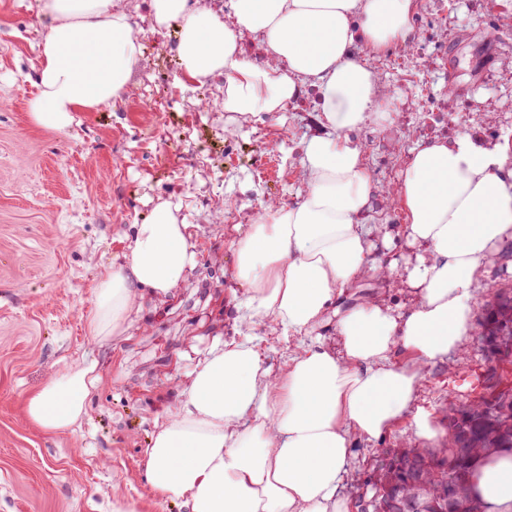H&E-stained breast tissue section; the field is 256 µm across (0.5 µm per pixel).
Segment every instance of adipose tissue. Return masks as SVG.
Returning a JSON list of instances; mask_svg holds the SVG:
<instances>
[{"instance_id":"adipose-tissue-1","label":"adipose tissue","mask_w":512,"mask_h":512,"mask_svg":"<svg viewBox=\"0 0 512 512\" xmlns=\"http://www.w3.org/2000/svg\"><path fill=\"white\" fill-rule=\"evenodd\" d=\"M147 9L157 26L177 25L182 80L223 79L225 133L311 89L317 130L302 144L299 200L262 204L231 244L244 334L217 340L180 383L145 450L146 480L156 502L176 498L187 512H350L336 492L353 437L389 431L424 368L475 330L480 266L512 240V145L432 138L390 186L372 179L351 133L389 119L371 59L407 38L418 0H231L229 26L194 0H147ZM40 14L49 24L29 116L64 133L78 113L130 95L140 33L121 0H40ZM247 34L266 66L247 57ZM380 197L406 212L412 262L371 257ZM196 265L188 225L158 203L128 236L123 263L99 270L88 339L124 336L145 294L168 299ZM367 275L413 289V301L353 297ZM330 324L340 347L313 336ZM262 328L295 339L285 368L262 358L253 337ZM105 382L97 361L77 362L29 394L25 412L45 433L72 429ZM474 491L490 512H512V455L485 464Z\"/></svg>"}]
</instances>
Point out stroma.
Instances as JSON below:
<instances>
[{"mask_svg": "<svg viewBox=\"0 0 512 512\" xmlns=\"http://www.w3.org/2000/svg\"><path fill=\"white\" fill-rule=\"evenodd\" d=\"M123 3L142 30L134 91L59 133L28 118L46 27L38 0H0V512H112L116 487L137 512H184L174 498L155 504L143 450L162 408L178 402V381L234 333L232 239L262 202H294L303 186L311 99L226 135L220 80L181 85L175 27L156 26L146 0ZM510 11L512 0H422L408 39L374 59L381 96L395 105L389 122L356 134L370 146L375 182H392L410 150L435 136L512 142V26L502 22ZM162 201L191 225L198 265L166 302L144 298L129 338L94 345L83 323L95 277L123 263L133 225ZM376 211L383 231L373 256L413 259L403 209L380 201ZM480 284L484 296L512 289V242L484 260ZM85 357L117 380L92 395L80 426L38 431L22 412L25 395ZM483 362L472 335L463 352L431 364L410 410L428 413L433 437L408 418L355 441L339 496L371 491L388 449L444 444L448 409L469 399Z\"/></svg>", "mask_w": 512, "mask_h": 512, "instance_id": "obj_1", "label": "stroma"}]
</instances>
